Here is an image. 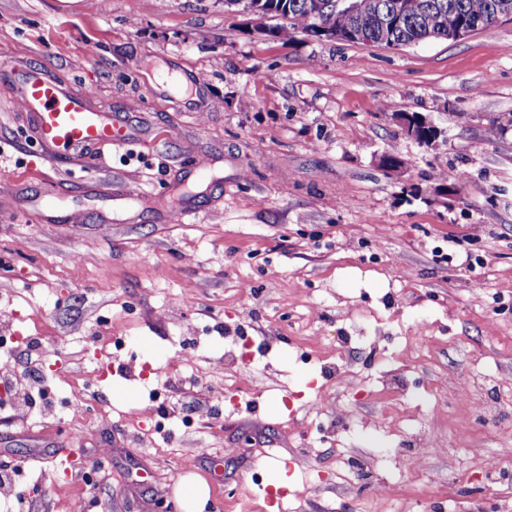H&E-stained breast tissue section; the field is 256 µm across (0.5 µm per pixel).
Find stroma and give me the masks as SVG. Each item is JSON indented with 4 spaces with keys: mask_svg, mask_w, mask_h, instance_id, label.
<instances>
[{
    "mask_svg": "<svg viewBox=\"0 0 512 512\" xmlns=\"http://www.w3.org/2000/svg\"><path fill=\"white\" fill-rule=\"evenodd\" d=\"M262 25L224 0H0V65L31 61L142 134L51 163L0 82V319L28 337L12 373L64 395L99 377L90 416L0 410V467L21 466L29 512L73 495L84 512H178L185 472L204 512H225L228 487L235 512H372L331 477L356 452L392 489L385 512H482L449 462L512 465V22L399 49ZM161 64L196 77L201 106L155 90ZM397 112L443 137L417 144ZM198 169L189 218L173 196ZM89 180L151 204L102 222ZM21 191L79 223L40 220ZM422 322L432 338L407 347ZM381 329L353 367L361 397L327 368ZM116 336L136 361L110 374ZM394 370L406 395L384 388ZM487 400L499 419L469 428ZM325 401L346 413L333 434L309 427ZM421 431L438 449L414 461ZM395 120L409 138L422 145H433L442 134L440 128L418 113H398L395 116ZM429 128L433 130L435 136H430L426 139L423 135V130H428Z\"/></svg>",
    "mask_w": 512,
    "mask_h": 512,
    "instance_id": "stroma-1",
    "label": "stroma"
}]
</instances>
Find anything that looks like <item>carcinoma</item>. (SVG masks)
Here are the masks:
<instances>
[{
    "instance_id": "cac0c4a2",
    "label": "carcinoma",
    "mask_w": 512,
    "mask_h": 512,
    "mask_svg": "<svg viewBox=\"0 0 512 512\" xmlns=\"http://www.w3.org/2000/svg\"><path fill=\"white\" fill-rule=\"evenodd\" d=\"M260 18L281 19L289 22L270 27L272 36L291 41L308 30L314 0H251ZM512 10V0H360V11L353 18H344L366 33L369 44L395 42L401 46L430 39L431 26H448L465 21L476 26L486 23L487 16L502 6Z\"/></svg>"
}]
</instances>
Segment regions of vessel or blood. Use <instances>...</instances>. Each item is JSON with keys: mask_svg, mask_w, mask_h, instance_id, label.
Masks as SVG:
<instances>
[{"mask_svg": "<svg viewBox=\"0 0 512 512\" xmlns=\"http://www.w3.org/2000/svg\"><path fill=\"white\" fill-rule=\"evenodd\" d=\"M0 78L8 81L22 103L32 135L51 159L70 162L88 149H121L139 139L137 129L120 114L92 108L87 96L60 83L46 69L18 62L1 69ZM90 192L103 195L112 212L138 201L130 190L104 192L94 186Z\"/></svg>", "mask_w": 512, "mask_h": 512, "instance_id": "1", "label": "vessel or blood"}]
</instances>
